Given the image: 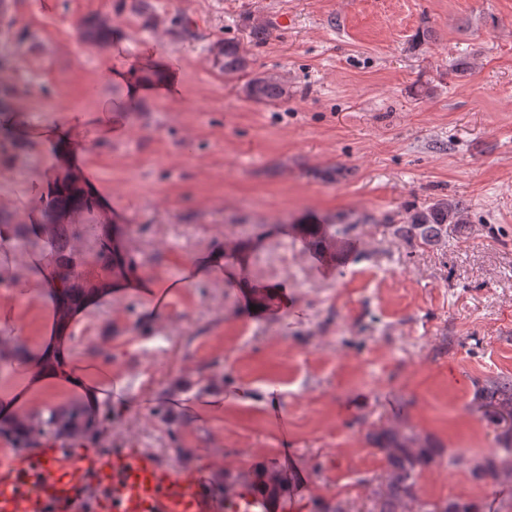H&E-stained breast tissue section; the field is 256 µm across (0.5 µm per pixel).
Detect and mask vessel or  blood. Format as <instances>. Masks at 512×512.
Returning a JSON list of instances; mask_svg holds the SVG:
<instances>
[{"label": "vessel or blood", "instance_id": "obj_1", "mask_svg": "<svg viewBox=\"0 0 512 512\" xmlns=\"http://www.w3.org/2000/svg\"><path fill=\"white\" fill-rule=\"evenodd\" d=\"M95 487L88 497L87 487ZM287 491L241 484L217 494L205 471L161 463L135 448L73 465L59 453L0 467V512H291Z\"/></svg>", "mask_w": 512, "mask_h": 512}]
</instances>
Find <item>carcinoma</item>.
Segmentation results:
<instances>
[{
  "label": "carcinoma",
  "mask_w": 512,
  "mask_h": 512,
  "mask_svg": "<svg viewBox=\"0 0 512 512\" xmlns=\"http://www.w3.org/2000/svg\"><path fill=\"white\" fill-rule=\"evenodd\" d=\"M81 31L83 39L92 43H106L112 37V26L105 20H86ZM211 53L215 66L226 75L243 73L249 68L248 58L234 43L218 42L212 46ZM244 90L248 98L256 102H276L288 97V85L271 75L252 77ZM38 206L49 221L47 229L52 237L54 253L68 258V263L58 269L59 308L65 310L79 297L75 273L79 266L85 264V259L73 253L76 228L63 223L61 218L78 206L88 211L93 202L66 186L52 196L41 198ZM465 212L466 207L462 203L441 199L415 210L409 223L399 225L397 232L423 245H432L444 235L448 225L464 223ZM95 259L101 264H110L117 273L135 265L132 258L116 251L112 240L105 236L98 238ZM474 395L482 418L498 430V439L508 457L498 463L474 460L471 473L480 480L496 481L502 475H512V379L478 380ZM96 433L97 429L86 424L82 413L72 408L63 414L55 410L37 413L29 418L24 432L11 431L7 436L13 447L27 452L37 450L50 440L61 439L71 444L92 441ZM374 443L385 453L389 465V472L378 492L379 512H406L407 504L415 498V470L433 457V449L421 444L416 436L398 429L378 433Z\"/></svg>",
  "instance_id": "carcinoma-1"
}]
</instances>
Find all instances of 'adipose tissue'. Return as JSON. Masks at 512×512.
Listing matches in <instances>:
<instances>
[{
    "instance_id": "1",
    "label": "adipose tissue",
    "mask_w": 512,
    "mask_h": 512,
    "mask_svg": "<svg viewBox=\"0 0 512 512\" xmlns=\"http://www.w3.org/2000/svg\"><path fill=\"white\" fill-rule=\"evenodd\" d=\"M156 281L129 273L120 277L104 275L99 282L85 291L81 301L70 310L71 316H79L101 299L115 293L136 292L153 295ZM27 333L24 325L14 328V339L20 340L17 349H8L7 358L18 364L20 378L11 386L0 389V425L15 429L23 428L29 417L50 406L52 392L67 391L77 397L88 424H95L107 401L104 386L88 368L75 360L63 332L53 322L44 324L37 344H24Z\"/></svg>"
}]
</instances>
